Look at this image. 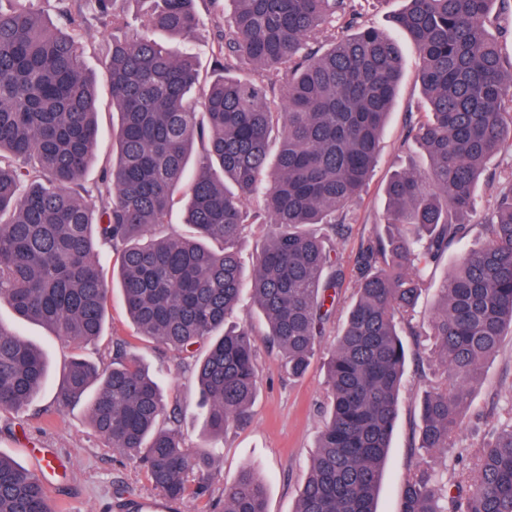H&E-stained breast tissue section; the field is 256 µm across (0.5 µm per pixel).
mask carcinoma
Masks as SVG:
<instances>
[{"mask_svg": "<svg viewBox=\"0 0 512 512\" xmlns=\"http://www.w3.org/2000/svg\"><path fill=\"white\" fill-rule=\"evenodd\" d=\"M17 2L0 9V303L77 345L97 339L111 288L96 253L107 246L137 335L193 359L205 435L248 423L258 348L250 326L227 318L249 290L268 346L288 375L306 373L346 282L311 228L348 230L336 215L377 161L402 77L398 40L367 26L352 0H232L229 18H213L219 75L203 82L195 58L164 42L191 38L197 0H133L132 15L114 0H55L53 21ZM501 18L512 19V0H404L393 16L422 60L424 109L410 111L408 136L428 166L391 177L385 236L355 259L356 301L326 364L327 419L295 512H377L407 366L398 325L429 288L426 267L475 223L487 163L512 157V58L492 34ZM93 23L112 30L99 54L117 128L112 164L90 186L98 99L82 32ZM244 60L269 87L231 73ZM178 204L192 234H155ZM480 224L483 243L447 271L432 314L443 381L420 397L413 447L432 459L456 446L470 387L512 334V175ZM254 226L262 249L247 279L236 245ZM48 376L45 354L0 322V409L30 404ZM82 400L155 489L211 500L212 456L158 426L162 389L121 343L103 371L70 358L54 403ZM213 509L267 512L265 484L243 470ZM0 512H54L36 475L1 453ZM399 512H512V411L467 478L410 470Z\"/></svg>", "mask_w": 512, "mask_h": 512, "instance_id": "cac0c4a2", "label": "carcinoma"}]
</instances>
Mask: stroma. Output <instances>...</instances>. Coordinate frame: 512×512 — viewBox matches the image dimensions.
Returning a JSON list of instances; mask_svg holds the SVG:
<instances>
[{
	"instance_id": "obj_1",
	"label": "stroma",
	"mask_w": 512,
	"mask_h": 512,
	"mask_svg": "<svg viewBox=\"0 0 512 512\" xmlns=\"http://www.w3.org/2000/svg\"><path fill=\"white\" fill-rule=\"evenodd\" d=\"M420 67L418 51L411 43H404L403 80L380 141L377 162L361 198L347 211L348 233L330 238L345 267H353L364 241L383 233L385 187L392 175L412 160L422 167L427 164L422 150L405 139L406 109L421 100L417 81ZM445 271L442 265L429 269L433 287L423 294L412 320L418 333L404 339L408 364L399 418L379 487L378 512H398L403 479L414 462L410 448L416 438L417 403L422 390L419 371L427 361L425 344L437 302L435 286ZM352 295V289L342 290L333 323L322 336L302 378L289 379L276 352L260 348L259 394L252 421L227 429L223 438L215 442L207 441L203 434L200 393L193 367L182 363L176 352L137 336L119 292L111 294L101 336L85 345L83 351L104 368L112 361L113 341H125L128 353L144 362L164 390L169 413L160 418V427H175L190 452L214 450L215 490H223L226 482L250 469L265 482L268 512H295L327 417L323 361L334 346ZM0 322L14 327L20 336L34 339L51 365L49 382L35 401L20 411H0V453L36 473L59 512H203L204 502L173 501L163 496L135 462L112 451L90 426L86 403L56 410L55 393L74 352L73 343L38 324L17 319L5 303H0ZM511 408L512 335H507L471 387L457 446L449 450L445 460L435 464L439 477L447 482L458 479L464 468L461 455L478 447L489 432L499 428L502 416Z\"/></svg>"
}]
</instances>
